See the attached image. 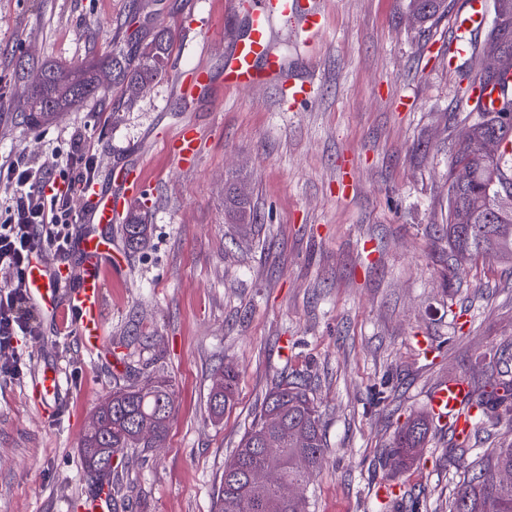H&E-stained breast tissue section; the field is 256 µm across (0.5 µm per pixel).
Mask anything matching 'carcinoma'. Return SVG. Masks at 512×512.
<instances>
[{"label": "carcinoma", "mask_w": 512, "mask_h": 512, "mask_svg": "<svg viewBox=\"0 0 512 512\" xmlns=\"http://www.w3.org/2000/svg\"><path fill=\"white\" fill-rule=\"evenodd\" d=\"M512 0H494L495 16L503 21L493 26L490 43L507 41L512 31ZM446 0H409L414 18L425 22L445 8ZM140 7L134 6L125 31L112 43V54L95 65H49L41 69L30 86L24 103L28 123L38 126L89 102L106 96L111 89L122 91L130 104L136 101L131 89L149 86L167 73L173 50V35L160 29L146 41L134 29ZM108 72L112 82L103 84L100 75ZM512 114V100L507 99L496 115L477 112L471 125L475 135L483 136L494 128L503 131L505 145L496 161L506 185L512 189V123L503 115ZM469 168L470 179L453 195H448V224L445 234L458 265L480 259L512 260V215L493 224L483 222V207L490 186L487 163L466 150L456 151L454 165ZM224 213L229 224H254V210L244 197L230 187L224 194ZM151 232L149 216L138 208L131 209L121 224L127 245L143 244ZM237 374L226 365L212 378L209 411L221 419L234 402ZM477 379L470 382L469 402L476 412L469 417L470 430L464 436L451 431L452 446L466 452L465 445L484 430L492 396ZM175 414L172 380L160 372L144 377L130 376L112 388L94 412L80 442L79 457L88 476L104 478L113 485L112 474L125 466L126 456H135L157 448L164 441ZM434 426L430 416L416 415L399 431L391 456L397 470L412 465L417 449ZM276 443L275 450L266 448ZM328 453L318 406L307 387L299 382H278L266 393L261 410L224 464L217 489L215 512H309V501L301 495L281 496L282 484L301 486L311 473L322 466ZM512 471V441L495 448L487 457L472 461L471 474L448 500V512H512V484L504 485L497 473Z\"/></svg>", "instance_id": "obj_1"}]
</instances>
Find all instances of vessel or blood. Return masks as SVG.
<instances>
[{"mask_svg": "<svg viewBox=\"0 0 512 512\" xmlns=\"http://www.w3.org/2000/svg\"><path fill=\"white\" fill-rule=\"evenodd\" d=\"M277 8L282 15L293 16L297 36H305L320 27L318 13L307 0H279ZM252 18L245 36L235 42L224 58V82L232 87H252L277 78L283 68L272 52L268 24L267 0H251ZM485 0H470L469 9L457 21L459 29L468 30L484 25ZM212 81L210 72L191 67L178 75V94L186 101L194 100ZM512 87V70L503 83H490L475 95L477 105L487 111L495 110L502 98V86ZM200 135L196 128L185 126L178 130L173 157L179 166L193 167L199 154ZM124 189L115 196L103 192L99 185L89 190L93 214L92 225L83 227L76 238L82 256L80 272L69 265H48L42 257H33L25 271L23 286L31 303L55 322L70 323L74 333L90 350L105 341L104 289L118 270L121 257L111 245L95 231L96 226L116 221L124 211L130 197L145 183L143 170H127L121 175ZM62 392L59 367H45L31 383V395L44 404L56 402ZM469 393L466 382L451 378L431 393L430 412L437 421L454 424L456 430L468 428L469 421L463 403ZM82 512H111L112 496L107 488H94L81 498Z\"/></svg>", "mask_w": 512, "mask_h": 512, "instance_id": "vessel-or-blood-1", "label": "vessel or blood"}]
</instances>
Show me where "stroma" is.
Wrapping results in <instances>:
<instances>
[{"label":"stroma","instance_id":"1","mask_svg":"<svg viewBox=\"0 0 512 512\" xmlns=\"http://www.w3.org/2000/svg\"><path fill=\"white\" fill-rule=\"evenodd\" d=\"M469 0L417 22L409 0H315L318 33L302 45L273 20L280 79L217 85L193 103L176 93L181 68L222 75L247 32L240 0H0V163L23 158L58 176L73 135L85 139L95 181L140 168L133 205L152 215L149 240L125 244L102 228L123 271L105 292L106 344L39 320L24 340L22 378L0 380V512H70L92 485L78 444L94 407L123 374L160 368L177 409L161 448L130 461L112 512H212L224 462L280 380L306 383L322 413L329 456L305 489L311 512H448L465 463H449L434 430L419 460L396 474L385 452L409 416L452 377L512 381V263L452 273L443 229L448 169L469 126L462 73L478 72L490 26L463 32ZM144 37L175 34L168 72L134 104L119 92L27 124L19 101L42 64L98 63L133 5ZM310 81L301 102L282 83ZM201 134L195 167L164 142L182 124ZM236 188L257 214L229 224ZM64 370L56 413L26 389L46 365ZM238 373L233 407L213 419L214 372ZM484 452L512 439V391H498Z\"/></svg>","mask_w":512,"mask_h":512}]
</instances>
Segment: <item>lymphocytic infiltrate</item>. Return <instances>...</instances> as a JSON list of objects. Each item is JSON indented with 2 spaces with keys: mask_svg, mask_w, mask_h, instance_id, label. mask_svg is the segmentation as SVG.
I'll return each instance as SVG.
<instances>
[{
  "mask_svg": "<svg viewBox=\"0 0 512 512\" xmlns=\"http://www.w3.org/2000/svg\"><path fill=\"white\" fill-rule=\"evenodd\" d=\"M81 138H73L68 164L78 165L75 175L47 178L41 169L16 160L0 165V183L13 194L0 211V273L11 279L0 287V377L18 379L24 374L19 347L35 333L29 299L20 280L31 255L68 253L77 218L70 200L77 186L94 182V170L85 164Z\"/></svg>",
  "mask_w": 512,
  "mask_h": 512,
  "instance_id": "lymphocytic-infiltrate-1",
  "label": "lymphocytic infiltrate"
}]
</instances>
